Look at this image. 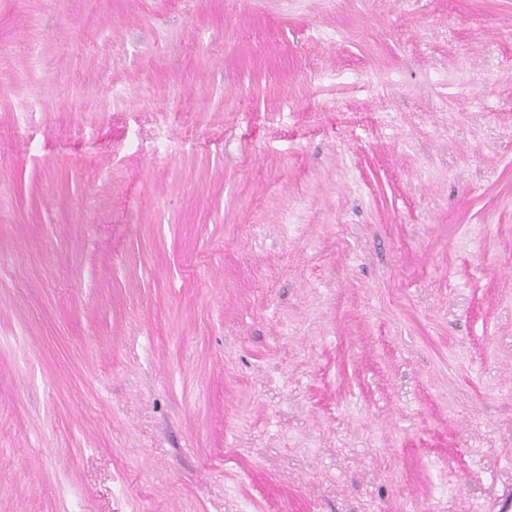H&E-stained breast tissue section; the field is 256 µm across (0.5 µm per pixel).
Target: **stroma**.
Instances as JSON below:
<instances>
[{"label": "stroma", "mask_w": 512, "mask_h": 512, "mask_svg": "<svg viewBox=\"0 0 512 512\" xmlns=\"http://www.w3.org/2000/svg\"><path fill=\"white\" fill-rule=\"evenodd\" d=\"M512 0H0V512H502Z\"/></svg>", "instance_id": "35a3bbf8"}]
</instances>
